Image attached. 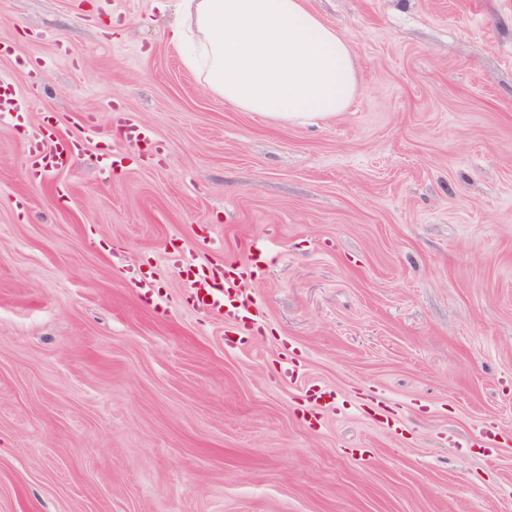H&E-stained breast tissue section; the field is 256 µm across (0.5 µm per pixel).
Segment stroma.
<instances>
[{
  "mask_svg": "<svg viewBox=\"0 0 512 512\" xmlns=\"http://www.w3.org/2000/svg\"><path fill=\"white\" fill-rule=\"evenodd\" d=\"M306 6L359 85L299 124L205 88L177 0H0V512H512V0ZM86 126L31 178L27 136ZM255 239L232 348L179 266ZM12 85L3 78H0V120L10 125L21 118L24 111V104L15 96Z\"/></svg>",
  "mask_w": 512,
  "mask_h": 512,
  "instance_id": "stroma-1",
  "label": "stroma"
}]
</instances>
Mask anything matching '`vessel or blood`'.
Returning a JSON list of instances; mask_svg holds the SVG:
<instances>
[{
	"mask_svg": "<svg viewBox=\"0 0 512 512\" xmlns=\"http://www.w3.org/2000/svg\"><path fill=\"white\" fill-rule=\"evenodd\" d=\"M23 110L24 105L15 96L11 84L0 78V120L15 123ZM81 147L82 138L78 135H66L49 142L33 137L28 150L32 177L41 180L69 168ZM251 275V264L247 261L224 265L189 264L183 270V285L200 309L220 313L229 324L252 323L257 313L246 293Z\"/></svg>",
	"mask_w": 512,
	"mask_h": 512,
	"instance_id": "b4317fda",
	"label": "vessel or blood"
}]
</instances>
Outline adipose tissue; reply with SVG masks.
Here are the masks:
<instances>
[{"instance_id":"adipose-tissue-1","label":"adipose tissue","mask_w":512,"mask_h":512,"mask_svg":"<svg viewBox=\"0 0 512 512\" xmlns=\"http://www.w3.org/2000/svg\"><path fill=\"white\" fill-rule=\"evenodd\" d=\"M190 63L209 91L245 112L309 122L346 111L357 91L352 50L303 0H180Z\"/></svg>"}]
</instances>
